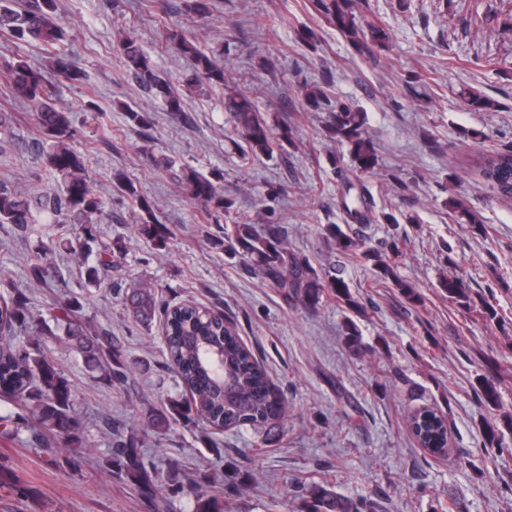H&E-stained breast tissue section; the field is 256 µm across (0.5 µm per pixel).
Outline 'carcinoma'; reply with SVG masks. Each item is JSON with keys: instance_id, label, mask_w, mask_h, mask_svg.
Wrapping results in <instances>:
<instances>
[{"instance_id": "obj_1", "label": "carcinoma", "mask_w": 512, "mask_h": 512, "mask_svg": "<svg viewBox=\"0 0 512 512\" xmlns=\"http://www.w3.org/2000/svg\"><path fill=\"white\" fill-rule=\"evenodd\" d=\"M314 8L335 26L358 50L380 45L387 40L384 30L357 20L354 0H313ZM55 0H27L20 6L17 0H0V28L9 32L16 44L35 42L50 55V70L29 65L24 60L8 64L7 78L14 98L33 112L37 125L48 139L43 160L50 171L63 181L62 197L50 208L51 223L68 224L67 236L41 244L26 257L28 279L36 285L61 287L55 256L61 252L77 256L85 266L86 288H99L105 272L112 267V253L122 251L119 240L107 242L100 231V221L107 203L99 196L90 180L86 154L72 145L74 131L70 113L56 104V85L53 77L82 81L84 74L77 70L61 47L70 40V29L58 18ZM166 43L190 59L199 77L211 83H224V66L214 56L202 51L194 38L177 28L166 33ZM119 49L128 70L147 92L161 97L172 112L182 111L181 99L158 74L141 45L131 36L119 40ZM232 114L235 129L246 145L243 156L270 155L280 146L262 112L244 94H235L224 101ZM364 119L345 103L336 104L326 127V137L350 147L355 168L361 172L373 169L377 162L375 149L367 138ZM482 172L500 194L512 197V152L495 153L482 161ZM180 181L187 194L204 202L207 221L221 224L228 209L224 191L210 178L188 167L182 168ZM450 208L466 224H477L479 218L464 202L449 200ZM138 232L149 238L154 249L163 252L169 247L170 231L161 223L146 200L139 203ZM347 217L370 220L362 198L345 204ZM38 223L37 214L28 199L19 191L0 187V227L9 226L20 232ZM324 239L332 249L355 254L361 244L351 238L339 224L324 228ZM212 248L228 251L243 261L255 277L277 289L285 301L315 308L322 296L354 310L356 301L345 281L319 275L310 260L288 249L286 235L280 225L262 228L248 222L233 225L231 231L210 235ZM363 251V250H361ZM363 256L374 261L380 273L395 280L409 299L416 298L409 284L396 278L394 269L379 251L365 250ZM441 287L448 298L468 311L476 305L463 281L446 279ZM123 304L129 318L148 328L156 315L163 318V351L169 368L183 389L181 396L171 398L164 407H151L140 416V430L112 425L105 419L111 438L108 460L109 472L127 479L140 494L150 500L155 512H164L167 497L155 487L153 475L147 469L142 453V436L160 434L171 422L185 426L206 423L216 429L233 430L248 426L262 435L280 429L288 417L283 398L271 384L265 369L251 350L241 341L234 323L223 314L193 303L169 305L158 299L155 286L142 280L126 289ZM64 329L60 340L79 355L84 365L97 374L105 384L123 387L129 380V369L122 358L121 346L112 336V329L95 324L87 317L83 302L70 296L56 317ZM32 316L25 294L21 291L0 296V335L11 340L0 345V433L9 435L20 429L29 432L31 439L51 452L82 447L86 424L77 409L72 385L62 367L49 359L40 340L27 337L16 340L17 334L31 329ZM345 344L358 353L362 341L353 321L345 326ZM222 350L224 381H219L203 364L205 345ZM475 395L484 405L499 402L497 387L489 380L477 378ZM410 426L424 448L440 454L448 447V418L429 407L415 410ZM485 437L489 447L499 452L509 450L504 432L487 424ZM175 492L189 491L197 501L196 512H224L215 496L190 478L174 475ZM304 512H379L378 503L362 499L347 500L328 486H316L304 500Z\"/></svg>"}]
</instances>
